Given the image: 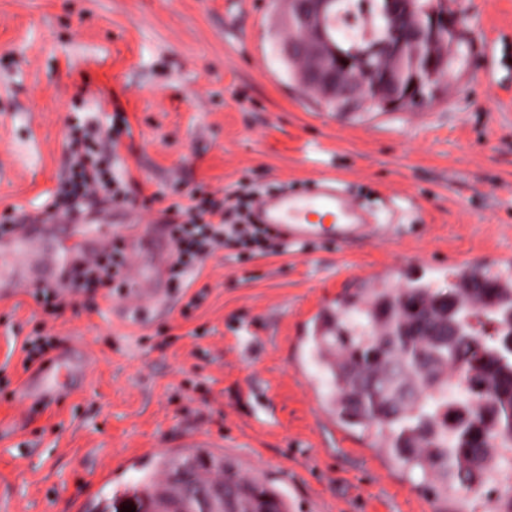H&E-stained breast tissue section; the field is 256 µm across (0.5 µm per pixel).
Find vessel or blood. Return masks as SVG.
Segmentation results:
<instances>
[{
	"mask_svg": "<svg viewBox=\"0 0 512 512\" xmlns=\"http://www.w3.org/2000/svg\"><path fill=\"white\" fill-rule=\"evenodd\" d=\"M254 215L258 223L269 226L294 249L323 244L341 251L376 233L364 210L344 189L341 177L332 172L321 173L302 189L279 190L261 196ZM105 242L102 236L89 239L83 225H74L70 241L58 248L51 266L42 271V278L66 269L75 254L96 256ZM154 254L158 265L153 274L138 277L134 292L124 303L126 313L139 319L167 306L171 297L166 286L170 244L165 231H158L154 238ZM86 372V360L62 352L24 384L21 399L33 405L49 404L77 388Z\"/></svg>",
	"mask_w": 512,
	"mask_h": 512,
	"instance_id": "1",
	"label": "vessel or blood"
}]
</instances>
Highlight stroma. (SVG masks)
<instances>
[{"instance_id":"35a3bbf8","label":"stroma","mask_w":512,"mask_h":512,"mask_svg":"<svg viewBox=\"0 0 512 512\" xmlns=\"http://www.w3.org/2000/svg\"><path fill=\"white\" fill-rule=\"evenodd\" d=\"M278 0H0V220L38 211L67 165L74 116L131 136L120 167L144 209L88 213L133 265L166 208L196 185L257 187L333 171L363 195L381 241L315 245L237 264L210 259L195 289L152 324L122 300L76 297L54 322L90 361L83 387L23 406L22 344L46 315L32 286L0 298V498L16 512L140 508L139 481L162 453L204 434L288 512H441L372 446L330 425L305 342L315 315L362 281L420 277L447 291L461 263L512 254V64L478 80L488 48L512 61V0H472L458 33L468 59L416 110L341 117L292 80L275 52ZM206 329L203 337L195 329Z\"/></svg>"}]
</instances>
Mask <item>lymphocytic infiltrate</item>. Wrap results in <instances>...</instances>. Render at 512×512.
Returning a JSON list of instances; mask_svg holds the SVG:
<instances>
[{"mask_svg": "<svg viewBox=\"0 0 512 512\" xmlns=\"http://www.w3.org/2000/svg\"><path fill=\"white\" fill-rule=\"evenodd\" d=\"M130 128L122 111H115L107 126L94 123L74 134L67 147L68 174L35 218L47 223L58 217H75L86 210L110 205H135L137 190L114 171L113 160L123 134ZM252 192L238 194L197 187L188 203H172L165 210L170 227L173 260L167 269L171 290L186 294V310L197 309L206 291H192L193 279L218 250L231 249L238 261L287 253L288 245L268 228L252 223L248 214ZM131 262L119 242L106 245L96 266L75 272L60 286H44L41 293L49 315L60 316L71 306V296L79 290L102 291L104 300L125 296L133 286Z\"/></svg>", "mask_w": 512, "mask_h": 512, "instance_id": "1", "label": "lymphocytic infiltrate"}]
</instances>
